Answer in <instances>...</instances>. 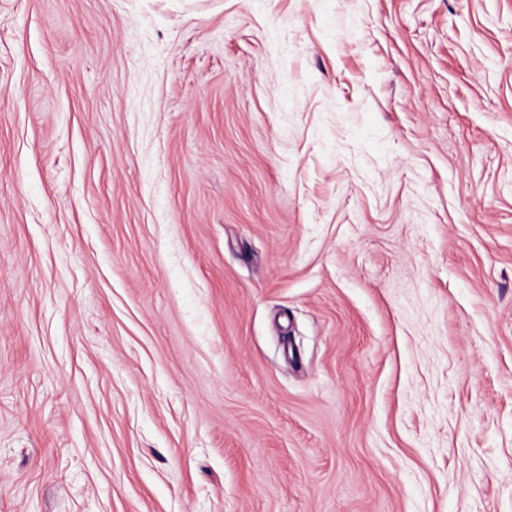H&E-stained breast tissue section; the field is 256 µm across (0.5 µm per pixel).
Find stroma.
<instances>
[{"label":"stroma","instance_id":"stroma-1","mask_svg":"<svg viewBox=\"0 0 512 512\" xmlns=\"http://www.w3.org/2000/svg\"><path fill=\"white\" fill-rule=\"evenodd\" d=\"M0 512H512V0H0Z\"/></svg>","mask_w":512,"mask_h":512}]
</instances>
